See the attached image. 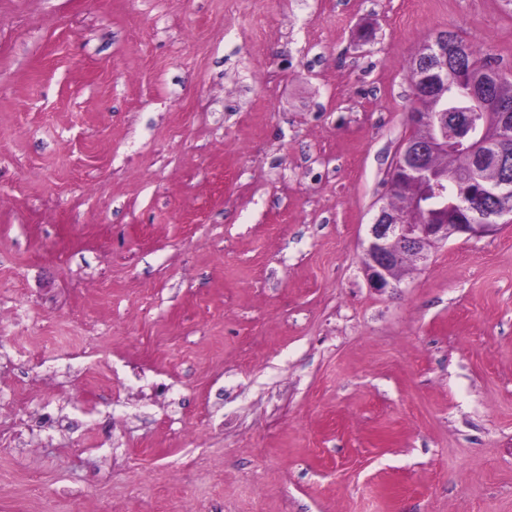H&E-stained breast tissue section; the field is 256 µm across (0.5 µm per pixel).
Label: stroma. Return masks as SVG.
<instances>
[{"label":"stroma","instance_id":"1","mask_svg":"<svg viewBox=\"0 0 512 512\" xmlns=\"http://www.w3.org/2000/svg\"><path fill=\"white\" fill-rule=\"evenodd\" d=\"M443 30L512 75V0H0V512H512V223L361 267Z\"/></svg>","mask_w":512,"mask_h":512}]
</instances>
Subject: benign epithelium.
Masks as SVG:
<instances>
[{
  "label": "benign epithelium",
  "mask_w": 512,
  "mask_h": 512,
  "mask_svg": "<svg viewBox=\"0 0 512 512\" xmlns=\"http://www.w3.org/2000/svg\"><path fill=\"white\" fill-rule=\"evenodd\" d=\"M448 51V36L436 34L429 41L428 49L422 55L424 62L432 57L444 58ZM469 111L479 114L481 133L476 134L471 124L461 129H452L442 122L421 118L412 113L411 125L416 130L423 126L428 133L420 138H407L399 149L393 169L415 178L418 190L413 195V204L422 210L437 209L439 221L435 224H407L399 222L391 207L380 205L369 224L367 245L364 249L362 265L370 287L383 291L397 287L394 270L401 256L405 255L420 264L425 263L431 250L454 234L479 237L501 224L512 222V211L493 207L485 211L481 220L466 218V210L453 211L448 208V185L456 181L453 170L426 174L427 160L436 154H445L453 146L463 144L477 152L484 145L487 133L502 129L512 115V107L503 105L496 112L484 109L478 100L470 102ZM501 178L497 192L500 195L512 193V158L499 156L492 161Z\"/></svg>",
  "instance_id": "benign-epithelium-1"
}]
</instances>
